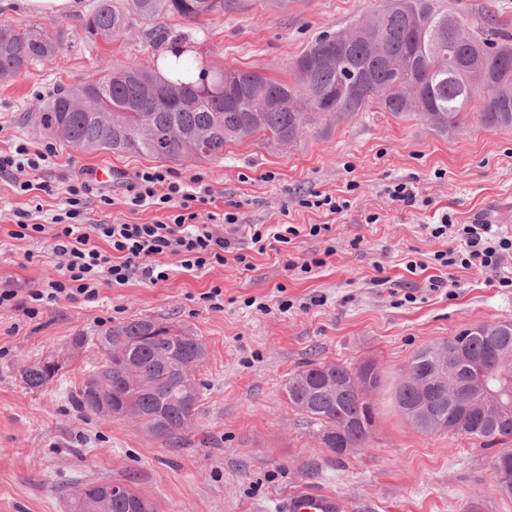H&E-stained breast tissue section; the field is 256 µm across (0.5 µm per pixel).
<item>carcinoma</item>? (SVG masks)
<instances>
[{"label":"carcinoma","mask_w":512,"mask_h":512,"mask_svg":"<svg viewBox=\"0 0 512 512\" xmlns=\"http://www.w3.org/2000/svg\"><path fill=\"white\" fill-rule=\"evenodd\" d=\"M95 0L82 28L110 39L135 21L176 17L197 23L224 12L232 0ZM72 35L37 25L0 24V77L19 75L60 51ZM491 77L486 90L471 73ZM292 80L259 72L202 66L194 81H172L154 57L114 66L76 85H61L36 112L40 126L77 151L101 149L216 160L224 145L254 136L268 148L294 146L316 119H341L377 106L396 118L420 113L431 127L454 133L473 116L487 129L512 127V44L501 31L465 32L440 0H388L358 28L317 38L291 67ZM483 334L448 338L415 351L394 393L401 413L423 408L427 431H454L502 445L493 471H512V389L463 406L456 387L478 377L512 375V322H483ZM101 361L88 370L75 396L83 415L127 418L175 447L193 430L202 398L196 368L205 345L153 318H134L98 334ZM30 389L54 380L44 361L20 368ZM382 386L375 365L310 362L288 378L289 404L319 425L318 439L339 462L369 442L375 423L370 395ZM79 512H157L131 487L93 484L76 491Z\"/></svg>","instance_id":"obj_1"}]
</instances>
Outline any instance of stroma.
I'll list each match as a JSON object with an SVG mask.
<instances>
[{
  "instance_id": "obj_1",
  "label": "stroma",
  "mask_w": 512,
  "mask_h": 512,
  "mask_svg": "<svg viewBox=\"0 0 512 512\" xmlns=\"http://www.w3.org/2000/svg\"><path fill=\"white\" fill-rule=\"evenodd\" d=\"M386 0H235L224 15L200 24L169 20L205 64L288 78L294 61L316 38L348 30L384 8ZM468 31L490 20L512 35V0H443ZM93 0L77 12L34 15L22 5L0 9V21L76 31L70 46L26 73L0 79V152L26 141L33 150L54 143L57 155L40 180L53 195L18 194L0 179V289L39 287L56 276L49 234L9 237L18 210L42 204L49 223L73 179L92 182L87 210L97 220L150 224L165 211L130 210L126 185L156 168L185 178L203 174L212 199L201 213L230 211L243 224H325L328 232L299 236L281 251L258 253L247 240L235 261L201 272L166 257L167 281L102 286L92 302L60 300L35 318L0 309V512H73L79 487L130 483L158 512H282L292 494L318 489L339 498L346 512H512L498 494L492 463L496 447L451 432L427 433L396 407L392 391L419 348L467 325L512 322V288L493 272L451 266L445 284L429 291L428 275L409 273L411 260L432 263L457 247L431 236L430 225L449 215L455 224H489L512 235V128L488 130L468 121L455 133L436 132L420 115L398 119L373 107L309 135L292 148L269 149L247 139L224 147L218 160L159 161L107 150L82 153L51 139L33 118L59 84L82 82L115 65L152 57L148 27L132 24L118 37L88 38L82 23ZM111 167L112 180L94 173ZM400 182L418 189L414 205L393 200ZM111 205H102L100 195ZM343 201V210L315 208V195ZM333 255H326L327 247ZM325 258L310 273L287 269ZM223 289L222 308L202 293ZM413 294L406 302L405 294ZM290 303L280 312L278 301ZM151 317L183 328L206 346L196 372L203 383L195 427L168 448L131 422L80 414L72 396L96 364L94 346L74 348L76 335L97 336L113 324ZM62 362L40 389L23 385L21 365ZM369 362L385 385L373 394L376 418L367 447L332 463L317 441L318 427L288 403L284 385L306 362Z\"/></svg>"
}]
</instances>
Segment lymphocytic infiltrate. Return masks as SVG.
<instances>
[{"mask_svg": "<svg viewBox=\"0 0 512 512\" xmlns=\"http://www.w3.org/2000/svg\"><path fill=\"white\" fill-rule=\"evenodd\" d=\"M56 155L53 144L30 151L18 142L13 151L0 153V177L12 180L17 193L35 190L50 192L46 182H34L36 173L51 164ZM131 207H155L167 211L166 220L151 224L127 221H94L86 211L90 187L82 180L71 181L65 189L64 206L52 217L53 254L59 260V274L44 280L26 295L11 288L0 290V308L38 315L40 308L62 299L98 298L101 285L115 288L131 280L156 285L167 281L169 268L164 259L178 257L183 269L202 271L225 264L228 258L245 263L243 255L233 254L231 234L246 233L258 252L279 249L301 234L320 235L321 225L252 224L242 227L235 213L201 214L209 189L203 175L189 181L171 180L166 172L148 169L137 172L129 185ZM459 248L435 254L442 267L458 265L465 269L499 270L504 254L512 252V237L496 235L488 224H461L457 227Z\"/></svg>", "mask_w": 512, "mask_h": 512, "instance_id": "f902f5d3", "label": "lymphocytic infiltrate"}]
</instances>
